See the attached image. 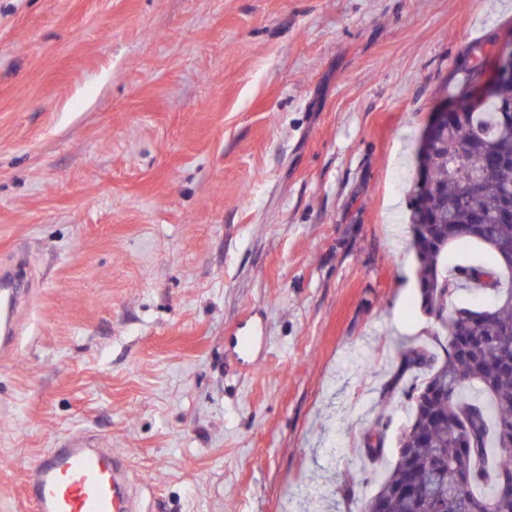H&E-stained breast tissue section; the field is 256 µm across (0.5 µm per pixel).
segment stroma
<instances>
[{
	"label": "stroma",
	"mask_w": 512,
	"mask_h": 512,
	"mask_svg": "<svg viewBox=\"0 0 512 512\" xmlns=\"http://www.w3.org/2000/svg\"><path fill=\"white\" fill-rule=\"evenodd\" d=\"M512 0H0V512L68 435L140 512H360L425 343L417 140ZM257 328L255 367L231 338ZM387 427L388 421L386 415L384 412L380 411L371 427L363 435V448H360L363 459H368L374 464L378 463L383 458Z\"/></svg>",
	"instance_id": "stroma-1"
}]
</instances>
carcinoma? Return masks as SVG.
I'll use <instances>...</instances> for the list:
<instances>
[{
    "label": "carcinoma",
    "mask_w": 512,
    "mask_h": 512,
    "mask_svg": "<svg viewBox=\"0 0 512 512\" xmlns=\"http://www.w3.org/2000/svg\"><path fill=\"white\" fill-rule=\"evenodd\" d=\"M478 53L457 69L452 99L472 92L481 76ZM484 169L493 171L477 180ZM512 198V83L496 96L448 119L441 142L417 146L410 197L411 245L418 262V300L434 318L431 338L440 356L421 345L406 348L388 391L402 389L411 419L399 438L395 463L361 512H512L498 481L512 477V222L499 218ZM473 241L488 250L499 269L461 266L442 271L448 246ZM494 294L485 308L455 304L470 282ZM388 421L379 412L362 438V457L384 455ZM428 481L430 493L404 495L410 475Z\"/></svg>",
    "instance_id": "cac0c4a2"
}]
</instances>
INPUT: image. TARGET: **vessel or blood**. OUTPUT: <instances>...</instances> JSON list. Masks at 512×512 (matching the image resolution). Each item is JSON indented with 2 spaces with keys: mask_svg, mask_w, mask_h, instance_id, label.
<instances>
[{
  "mask_svg": "<svg viewBox=\"0 0 512 512\" xmlns=\"http://www.w3.org/2000/svg\"><path fill=\"white\" fill-rule=\"evenodd\" d=\"M29 490L36 512H134L118 462L79 436L41 456Z\"/></svg>",
  "mask_w": 512,
  "mask_h": 512,
  "instance_id": "1",
  "label": "vessel or blood"
}]
</instances>
